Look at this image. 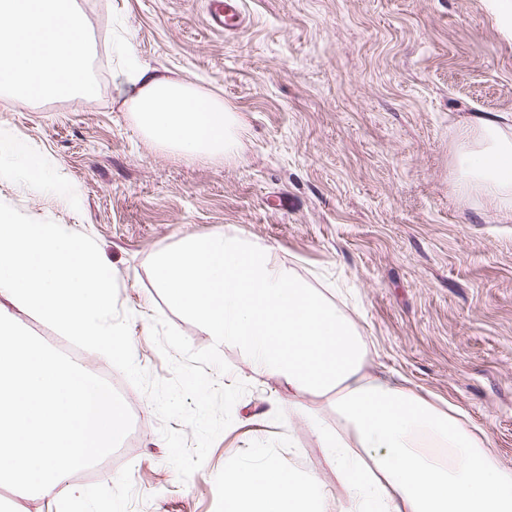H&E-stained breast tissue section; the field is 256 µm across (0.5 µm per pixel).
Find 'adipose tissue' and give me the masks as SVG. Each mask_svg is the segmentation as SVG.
<instances>
[{
	"instance_id": "ef3b65f1",
	"label": "adipose tissue",
	"mask_w": 512,
	"mask_h": 512,
	"mask_svg": "<svg viewBox=\"0 0 512 512\" xmlns=\"http://www.w3.org/2000/svg\"><path fill=\"white\" fill-rule=\"evenodd\" d=\"M89 34L75 0H0V90L25 104L95 95ZM116 88L154 145L213 159L235 154L241 118L223 99L127 56ZM457 165L488 202L512 211V126L476 117ZM168 302L193 314L214 346L234 344L288 388L345 492L343 512H512V469L485 433L392 377L369 371L368 347L334 303L272 246L232 229L187 239L155 260ZM336 413L323 424L308 397ZM316 482L272 465L224 475V512H309Z\"/></svg>"
}]
</instances>
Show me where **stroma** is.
Returning <instances> with one entry per match:
<instances>
[{
  "label": "stroma",
  "mask_w": 512,
  "mask_h": 512,
  "mask_svg": "<svg viewBox=\"0 0 512 512\" xmlns=\"http://www.w3.org/2000/svg\"><path fill=\"white\" fill-rule=\"evenodd\" d=\"M235 33L209 27L205 0H76L92 41L96 95L25 105L0 91V133L31 142L52 175L29 182L0 156V202L91 236L130 312L135 360L170 369L154 316L194 349L210 336L169 305L154 259L190 237L238 228L337 304L369 349L368 368L459 407L512 469V212L494 209L455 164L466 120L512 121V0H242ZM160 74L219 94L240 113L237 155L201 161L161 149L118 96L117 41ZM232 424L180 482L146 394L117 381L134 442L108 467L76 472L92 512H224V473L273 463L343 493L307 425L276 413L288 390L236 346Z\"/></svg>",
  "instance_id": "stroma-1"
}]
</instances>
